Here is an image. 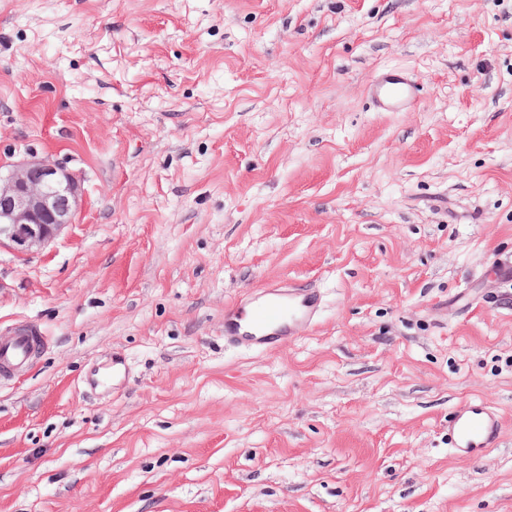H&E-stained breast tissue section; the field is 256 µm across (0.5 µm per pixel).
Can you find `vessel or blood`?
Wrapping results in <instances>:
<instances>
[{
    "label": "vessel or blood",
    "instance_id": "obj_1",
    "mask_svg": "<svg viewBox=\"0 0 512 512\" xmlns=\"http://www.w3.org/2000/svg\"><path fill=\"white\" fill-rule=\"evenodd\" d=\"M378 107L385 112L406 110L416 96L415 86L401 72L379 73L370 86ZM321 296L311 288L272 287L233 302L224 312V338L245 347L276 348L311 326L320 310ZM31 331L0 337V367L21 366L28 360ZM501 437L499 411L481 400L460 406L448 420V440L463 457H480L497 447Z\"/></svg>",
    "mask_w": 512,
    "mask_h": 512
}]
</instances>
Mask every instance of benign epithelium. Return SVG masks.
<instances>
[{"instance_id":"benign-epithelium-1","label":"benign epithelium","mask_w":512,"mask_h":512,"mask_svg":"<svg viewBox=\"0 0 512 512\" xmlns=\"http://www.w3.org/2000/svg\"><path fill=\"white\" fill-rule=\"evenodd\" d=\"M76 173L47 158L0 165V248L20 257L46 248L79 206Z\"/></svg>"}]
</instances>
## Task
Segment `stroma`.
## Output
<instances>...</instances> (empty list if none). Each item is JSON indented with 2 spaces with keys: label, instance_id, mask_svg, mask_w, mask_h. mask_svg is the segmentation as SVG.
<instances>
[{
  "label": "stroma",
  "instance_id": "35a3bbf8",
  "mask_svg": "<svg viewBox=\"0 0 512 512\" xmlns=\"http://www.w3.org/2000/svg\"><path fill=\"white\" fill-rule=\"evenodd\" d=\"M32 155L83 202L0 250V336L40 339L0 512H512V0H0V163ZM286 279L316 323L226 343ZM370 93L383 112H401L415 99L416 87L401 72L387 70L373 80ZM501 437L499 411L482 400H470L448 419V440L463 457H481L497 447Z\"/></svg>",
  "mask_w": 512,
  "mask_h": 512
}]
</instances>
